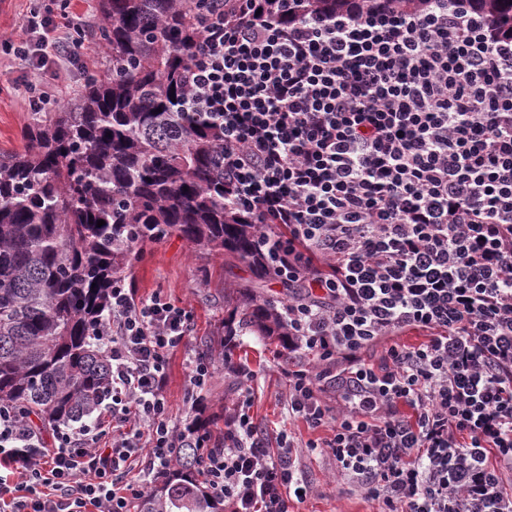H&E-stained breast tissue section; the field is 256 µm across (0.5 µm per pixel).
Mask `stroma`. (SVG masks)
Segmentation results:
<instances>
[{
	"label": "stroma",
	"mask_w": 512,
	"mask_h": 512,
	"mask_svg": "<svg viewBox=\"0 0 512 512\" xmlns=\"http://www.w3.org/2000/svg\"><path fill=\"white\" fill-rule=\"evenodd\" d=\"M34 8L51 9L59 23L78 15L96 25L102 21L99 0H0V39L18 38L21 18ZM25 99L21 73L13 59L0 57V150L22 145L21 129L28 118ZM250 277L246 265L225 263L223 258L175 235L144 247L128 273L127 282L138 297L158 294L191 313V334L185 347L168 356L165 392L170 416L179 426H186L193 419L183 405L188 386L187 353L206 342L223 341L224 321L231 312L224 301V291ZM230 356L232 361L248 363L255 372L257 398L252 414L270 438H277L284 431L304 441L312 438V431L302 421L288 416V383L283 375L287 349L255 336H236L230 344ZM202 398L205 430L212 446H221L224 419L233 399L231 383L223 372H216ZM300 463L315 492L304 502L294 504V512H377L376 502L340 489L335 469L325 457L307 454Z\"/></svg>",
	"instance_id": "obj_1"
}]
</instances>
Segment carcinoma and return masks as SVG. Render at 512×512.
<instances>
[{
    "label": "carcinoma",
    "instance_id": "cac0c4a2",
    "mask_svg": "<svg viewBox=\"0 0 512 512\" xmlns=\"http://www.w3.org/2000/svg\"><path fill=\"white\" fill-rule=\"evenodd\" d=\"M225 0H100L104 65L71 103L29 113L23 148L0 152V403L44 426L91 417L111 379L94 341L129 244L180 236L248 265L224 335L288 344L284 312L261 299L272 278L258 225L224 203V136L187 106L202 15ZM512 33V0H470ZM376 0H298L300 16ZM105 225L97 226V221ZM198 429L139 512H224L199 476Z\"/></svg>",
    "mask_w": 512,
    "mask_h": 512
}]
</instances>
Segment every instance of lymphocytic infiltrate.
I'll return each mask as SVG.
<instances>
[{
	"label": "lymphocytic infiltrate",
	"instance_id": "obj_1",
	"mask_svg": "<svg viewBox=\"0 0 512 512\" xmlns=\"http://www.w3.org/2000/svg\"><path fill=\"white\" fill-rule=\"evenodd\" d=\"M233 2L201 19L188 106L222 129L224 200L290 291L288 414L331 435L270 444L253 370L225 360L236 397L205 456L212 494L288 512L314 491L304 447L379 512H512V36L467 0L333 17L282 0L277 20ZM21 30L33 112L52 98L34 80L47 62L86 63L49 15ZM190 322L116 281L99 329L111 433L96 419L46 432L1 405L0 512H136L182 445L164 387ZM409 329L427 341L399 343ZM381 342L384 361L366 360Z\"/></svg>",
	"mask_w": 512,
	"mask_h": 512
}]
</instances>
